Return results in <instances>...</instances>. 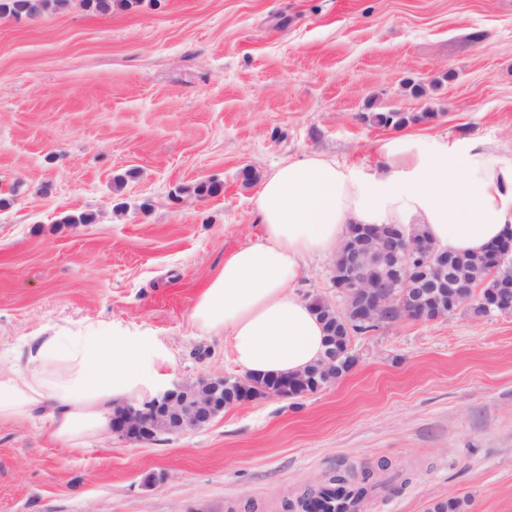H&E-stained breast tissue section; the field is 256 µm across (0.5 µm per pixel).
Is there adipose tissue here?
Wrapping results in <instances>:
<instances>
[{
  "label": "adipose tissue",
  "instance_id": "obj_1",
  "mask_svg": "<svg viewBox=\"0 0 512 512\" xmlns=\"http://www.w3.org/2000/svg\"><path fill=\"white\" fill-rule=\"evenodd\" d=\"M379 156L380 175L313 155L263 178L262 237L225 256L191 313L198 331L228 338L243 371L292 374L321 357L323 326L291 287L306 261L335 255L349 225L421 224L458 253L512 236V151L397 137ZM153 360L141 338L91 325L34 337L25 363L0 367V420L42 417L54 442L85 444L111 431L116 408L153 392Z\"/></svg>",
  "mask_w": 512,
  "mask_h": 512
}]
</instances>
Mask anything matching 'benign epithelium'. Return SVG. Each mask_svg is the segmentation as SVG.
<instances>
[{"label":"benign epithelium","instance_id":"benign-epithelium-1","mask_svg":"<svg viewBox=\"0 0 512 512\" xmlns=\"http://www.w3.org/2000/svg\"><path fill=\"white\" fill-rule=\"evenodd\" d=\"M501 245L488 246L473 260L456 257L431 240L419 224H353L340 243L332 277L342 281V304L334 306L336 327L350 335L353 326L385 319L435 321L447 318L454 307H479V287L473 271L483 268L497 275L498 293L512 294V272L499 270ZM314 370L277 376L279 391L288 397L316 379ZM247 377L224 375L175 382L145 404L121 407L112 431L144 442L208 426L225 409L251 402L259 394L248 391Z\"/></svg>","mask_w":512,"mask_h":512}]
</instances>
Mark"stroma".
<instances>
[{
  "label": "stroma",
  "instance_id": "stroma-1",
  "mask_svg": "<svg viewBox=\"0 0 512 512\" xmlns=\"http://www.w3.org/2000/svg\"><path fill=\"white\" fill-rule=\"evenodd\" d=\"M405 135L512 150V0H68L0 19V365L91 323L154 345L158 388L239 375L190 315L261 233L244 170L320 154L378 174ZM293 291L339 302L330 260ZM351 345L329 386L148 442L64 448L41 419L0 421V512H299L352 466L376 483L361 512H512V315L463 308Z\"/></svg>",
  "mask_w": 512,
  "mask_h": 512
}]
</instances>
